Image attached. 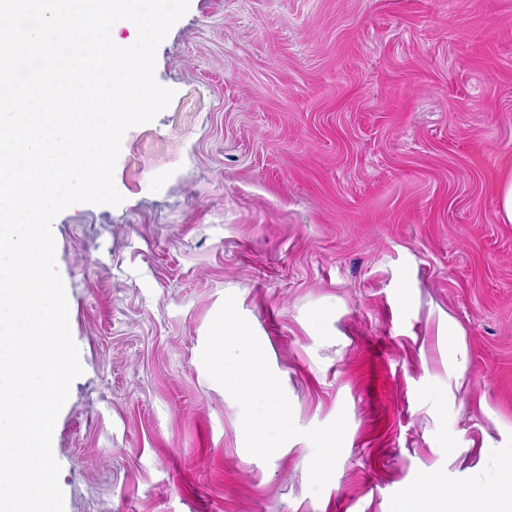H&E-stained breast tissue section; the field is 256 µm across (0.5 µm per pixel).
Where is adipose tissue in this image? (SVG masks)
I'll return each instance as SVG.
<instances>
[{"mask_svg": "<svg viewBox=\"0 0 512 512\" xmlns=\"http://www.w3.org/2000/svg\"><path fill=\"white\" fill-rule=\"evenodd\" d=\"M219 335L233 344H245V353L225 355L219 362L221 371L232 373L243 400L261 395L272 406H279L280 395L275 381L259 368L262 349L249 338L240 323L227 320L219 324ZM493 464L501 473L495 482L476 481L450 487L441 483L413 495L399 508V512H512V452L497 455Z\"/></svg>", "mask_w": 512, "mask_h": 512, "instance_id": "ef3b65f1", "label": "adipose tissue"}]
</instances>
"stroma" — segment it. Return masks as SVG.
<instances>
[{
    "label": "stroma",
    "mask_w": 512,
    "mask_h": 512,
    "mask_svg": "<svg viewBox=\"0 0 512 512\" xmlns=\"http://www.w3.org/2000/svg\"><path fill=\"white\" fill-rule=\"evenodd\" d=\"M120 205L53 223L65 512H397L512 451V0H190ZM245 323L278 382L214 366ZM467 351L449 391L448 327ZM339 437L331 471L320 438ZM497 216L501 224H512V174L496 187ZM218 335L221 336L220 361L219 368L224 375L231 372L239 394L244 401H250L256 395H262L267 398L270 404L279 410L280 395L275 381L259 368V362L262 358V349L256 344L247 329L234 320H224L219 324ZM225 335V336H223ZM225 337V350L223 359V338ZM233 342L235 347L241 345V341L246 340L247 352L244 354H230L226 348V341Z\"/></svg>",
    "instance_id": "obj_1"
}]
</instances>
